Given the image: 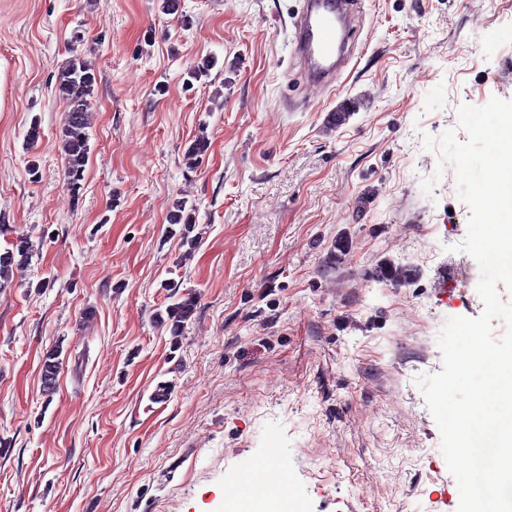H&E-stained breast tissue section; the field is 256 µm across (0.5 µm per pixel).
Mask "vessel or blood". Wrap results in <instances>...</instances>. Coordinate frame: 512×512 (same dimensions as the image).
<instances>
[{"instance_id": "obj_1", "label": "vessel or blood", "mask_w": 512, "mask_h": 512, "mask_svg": "<svg viewBox=\"0 0 512 512\" xmlns=\"http://www.w3.org/2000/svg\"><path fill=\"white\" fill-rule=\"evenodd\" d=\"M356 6L357 0H303L292 20L290 58L307 84L335 91L350 64L344 46Z\"/></svg>"}]
</instances>
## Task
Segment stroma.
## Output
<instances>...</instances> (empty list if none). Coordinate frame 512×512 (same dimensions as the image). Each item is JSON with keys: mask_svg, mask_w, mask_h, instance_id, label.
<instances>
[{"mask_svg": "<svg viewBox=\"0 0 512 512\" xmlns=\"http://www.w3.org/2000/svg\"><path fill=\"white\" fill-rule=\"evenodd\" d=\"M358 2L329 94L290 65L298 0H0V254L30 246L0 289V512H231L272 448L301 512H457L416 379L483 302L424 139L512 100V0ZM76 56L97 84L75 195L56 80ZM187 293L175 336L158 314ZM59 356L55 352L47 354L42 366V391L47 397H52L58 388Z\"/></svg>", "mask_w": 512, "mask_h": 512, "instance_id": "stroma-1", "label": "stroma"}]
</instances>
